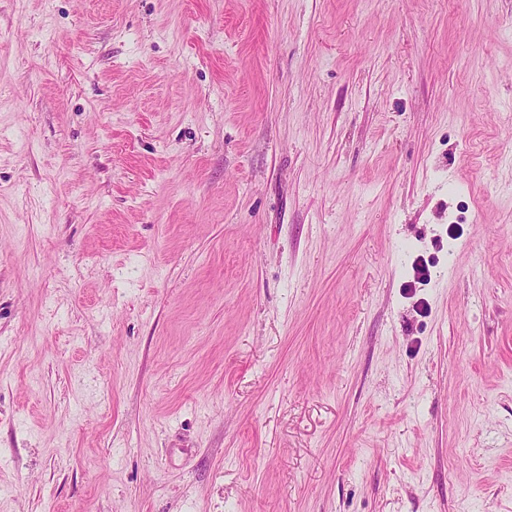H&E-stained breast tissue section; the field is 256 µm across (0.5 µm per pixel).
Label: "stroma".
<instances>
[{
  "instance_id": "stroma-1",
  "label": "stroma",
  "mask_w": 512,
  "mask_h": 512,
  "mask_svg": "<svg viewBox=\"0 0 512 512\" xmlns=\"http://www.w3.org/2000/svg\"><path fill=\"white\" fill-rule=\"evenodd\" d=\"M0 512H512V0H0Z\"/></svg>"
}]
</instances>
